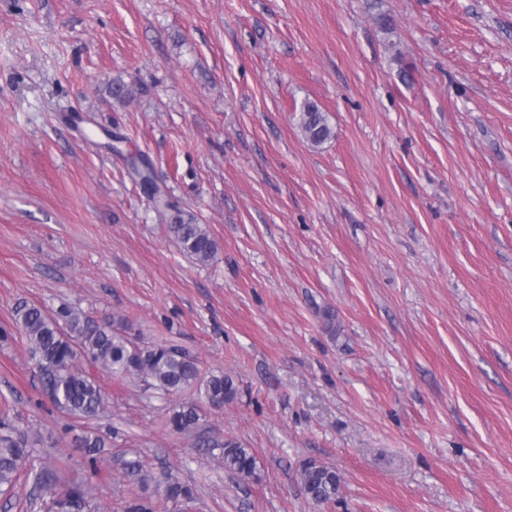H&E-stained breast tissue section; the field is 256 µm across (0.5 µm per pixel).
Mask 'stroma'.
<instances>
[{"label":"stroma","instance_id":"35a3bbf8","mask_svg":"<svg viewBox=\"0 0 512 512\" xmlns=\"http://www.w3.org/2000/svg\"><path fill=\"white\" fill-rule=\"evenodd\" d=\"M133 155L213 260L167 234ZM21 300L239 386L214 410L93 369L92 512H122L133 460L177 471L194 512H512V0H0V327ZM4 403L37 463L81 462L18 333ZM229 438L257 478L225 470ZM309 460L335 502L306 495ZM298 126L311 145L319 146L332 137V128L327 117L313 101H304L299 110ZM167 231L179 244L183 254L200 263L212 260L219 249L218 242L205 224H199L194 215L176 210ZM171 412L169 422L174 431L191 434L196 430L200 414L195 406L182 404L172 408ZM79 443L85 453L84 470L88 473V477H97L104 468V463L97 456L98 448L105 447L104 440L99 435L90 434L82 436ZM301 483L307 496L316 503H328L336 499L341 477L333 467L309 460L301 468Z\"/></svg>","mask_w":512,"mask_h":512}]
</instances>
